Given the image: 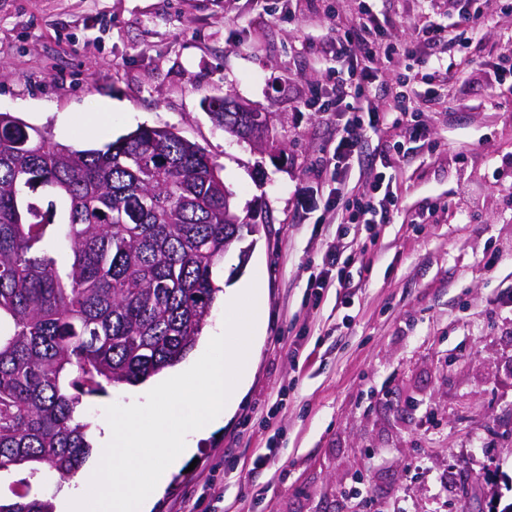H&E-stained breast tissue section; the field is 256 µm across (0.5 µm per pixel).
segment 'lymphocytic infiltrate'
Wrapping results in <instances>:
<instances>
[{
  "instance_id": "lymphocytic-infiltrate-1",
  "label": "lymphocytic infiltrate",
  "mask_w": 512,
  "mask_h": 512,
  "mask_svg": "<svg viewBox=\"0 0 512 512\" xmlns=\"http://www.w3.org/2000/svg\"><path fill=\"white\" fill-rule=\"evenodd\" d=\"M491 11L512 14V0H448V23L441 26L427 22L418 26L410 40L393 42L369 8L336 30V53L348 61L345 74L336 78V96L322 100L313 94L319 111L336 120V145L329 158L336 181L327 197L308 198L307 206L323 207L331 212L345 207L352 224H386L393 214L398 197L385 173L370 181L351 184V162L361 156L367 130L387 124L400 126L406 141L426 140L428 130L416 113L407 111L403 95H395L391 111L380 112L368 107L373 91L379 58L406 57L419 59L428 68L439 66L436 49L453 44L473 25Z\"/></svg>"
}]
</instances>
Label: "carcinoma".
Segmentation results:
<instances>
[{
	"mask_svg": "<svg viewBox=\"0 0 512 512\" xmlns=\"http://www.w3.org/2000/svg\"><path fill=\"white\" fill-rule=\"evenodd\" d=\"M206 110L239 123L211 97ZM61 201L43 205L37 189ZM198 145L139 127L102 149L53 143L0 112V471L74 475L92 452L83 397L183 359L211 311L213 272L248 233ZM0 512H53L14 492Z\"/></svg>",
	"mask_w": 512,
	"mask_h": 512,
	"instance_id": "1",
	"label": "carcinoma"
}]
</instances>
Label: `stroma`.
<instances>
[{"label": "stroma", "mask_w": 512, "mask_h": 512, "mask_svg": "<svg viewBox=\"0 0 512 512\" xmlns=\"http://www.w3.org/2000/svg\"><path fill=\"white\" fill-rule=\"evenodd\" d=\"M390 40L420 18L448 22V0H369ZM359 0H0V111L51 141L99 148L140 126L170 127L216 161L239 216L259 231L215 272L233 287L265 281V333L246 392L198 445L153 512H488L512 498V96L477 95L482 63L512 57V15H485L462 78L429 94L405 89L429 142L399 161L401 128L369 133L387 162L400 213L390 224H341L302 211L333 186L325 159L336 122V68L326 18ZM232 94L265 112L279 149L216 126L204 107ZM118 110L105 112L107 102ZM97 119L87 134L84 118ZM351 261V286L319 289L327 244ZM248 256H241V248ZM470 482L471 497L460 486ZM57 476L0 473L47 498Z\"/></svg>", "instance_id": "35a3bbf8"}]
</instances>
